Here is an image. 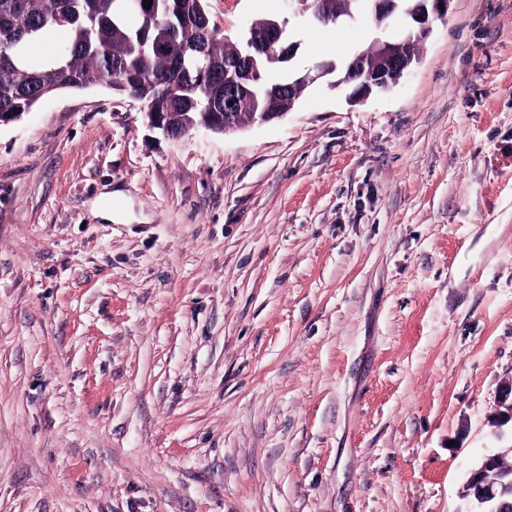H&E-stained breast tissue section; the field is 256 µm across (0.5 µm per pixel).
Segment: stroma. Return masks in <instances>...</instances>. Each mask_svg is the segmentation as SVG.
Instances as JSON below:
<instances>
[{"mask_svg": "<svg viewBox=\"0 0 512 512\" xmlns=\"http://www.w3.org/2000/svg\"><path fill=\"white\" fill-rule=\"evenodd\" d=\"M203 5L230 37L285 9ZM411 24L292 18L281 69ZM352 91L169 140L102 83L0 128V512L464 507L512 379V0Z\"/></svg>", "mask_w": 512, "mask_h": 512, "instance_id": "stroma-1", "label": "stroma"}]
</instances>
